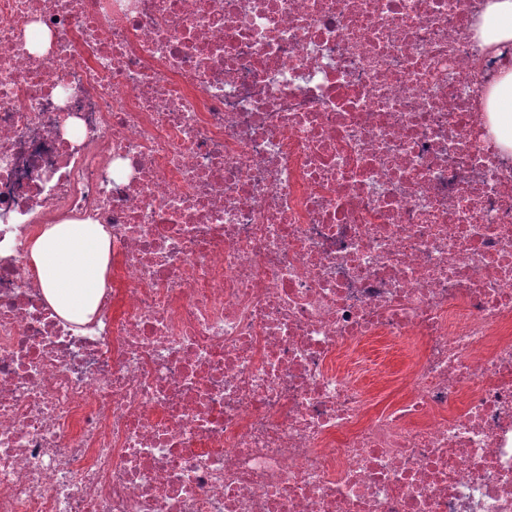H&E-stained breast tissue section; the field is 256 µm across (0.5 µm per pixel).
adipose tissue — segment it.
Returning <instances> with one entry per match:
<instances>
[{
    "instance_id": "obj_1",
    "label": "adipose tissue",
    "mask_w": 512,
    "mask_h": 512,
    "mask_svg": "<svg viewBox=\"0 0 512 512\" xmlns=\"http://www.w3.org/2000/svg\"><path fill=\"white\" fill-rule=\"evenodd\" d=\"M490 130L512 154V71L493 87L488 99ZM111 238L97 223L52 224L31 247V259L44 296L63 318L84 323L95 314L105 287Z\"/></svg>"
}]
</instances>
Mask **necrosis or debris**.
Listing matches in <instances>:
<instances>
[{"label": "necrosis or debris", "instance_id": "necrosis-or-debris-1", "mask_svg": "<svg viewBox=\"0 0 512 512\" xmlns=\"http://www.w3.org/2000/svg\"><path fill=\"white\" fill-rule=\"evenodd\" d=\"M485 3L0 0V512H512ZM86 220L78 326L30 248ZM111 238L104 224H52L31 247L44 296L63 318L84 323L95 314L106 283Z\"/></svg>", "mask_w": 512, "mask_h": 512}]
</instances>
